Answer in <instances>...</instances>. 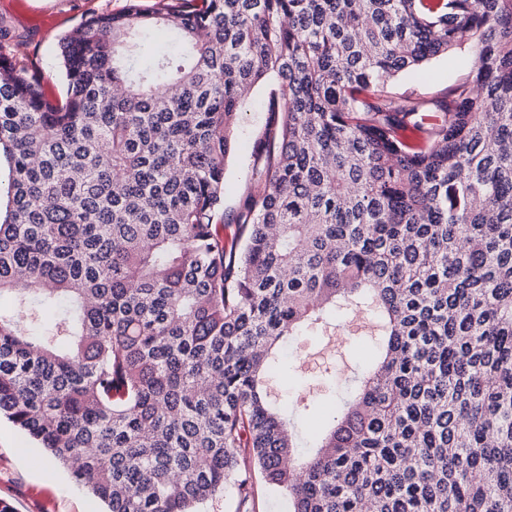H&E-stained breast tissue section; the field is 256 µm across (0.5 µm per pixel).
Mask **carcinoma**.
<instances>
[{"instance_id": "1", "label": "carcinoma", "mask_w": 512, "mask_h": 512, "mask_svg": "<svg viewBox=\"0 0 512 512\" xmlns=\"http://www.w3.org/2000/svg\"><path fill=\"white\" fill-rule=\"evenodd\" d=\"M465 46L445 96L392 91ZM60 51L61 97L0 53V418L106 512L258 477L289 512H512V0H130ZM338 309L383 352L300 459L263 377ZM277 80L269 79L255 87L243 107L237 132L235 153L228 160L224 175V208L234 209L242 199L251 179L252 153L264 132L269 112L267 99Z\"/></svg>"}]
</instances>
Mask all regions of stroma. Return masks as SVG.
Wrapping results in <instances>:
<instances>
[{
	"label": "stroma",
	"instance_id": "stroma-1",
	"mask_svg": "<svg viewBox=\"0 0 512 512\" xmlns=\"http://www.w3.org/2000/svg\"><path fill=\"white\" fill-rule=\"evenodd\" d=\"M128 0H0V26L22 37L26 46L17 65L38 75L43 85L64 90L59 42L74 33L95 13L123 12ZM473 50L464 47L432 60L423 71L400 74L394 92L415 91L432 98L446 91L450 79L465 73ZM276 79L255 87L243 107L237 146L224 175V207L233 209L251 179V160L269 114L266 110ZM336 329L314 325L290 342L291 355L282 357L269 381L273 398L287 403L302 449H309L315 433L328 422L330 405L346 398L354 379L369 364L377 338L354 330L349 316L337 314ZM26 433L0 419V500L13 512H104V504L76 484Z\"/></svg>",
	"mask_w": 512,
	"mask_h": 512
}]
</instances>
